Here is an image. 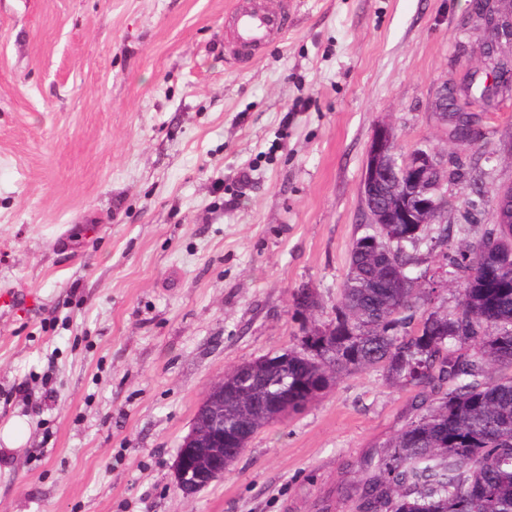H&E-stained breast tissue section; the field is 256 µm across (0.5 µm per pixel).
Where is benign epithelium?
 Listing matches in <instances>:
<instances>
[{"instance_id": "obj_1", "label": "benign epithelium", "mask_w": 512, "mask_h": 512, "mask_svg": "<svg viewBox=\"0 0 512 512\" xmlns=\"http://www.w3.org/2000/svg\"><path fill=\"white\" fill-rule=\"evenodd\" d=\"M502 0H475L477 18L505 25L506 38L512 42V11L498 13ZM439 170L436 152L415 150L404 157L396 153L392 125L379 123L366 151L361 194H384L403 190L394 199L395 208L387 215L370 214L372 224H439ZM222 374L209 386L200 403L188 434L183 438L173 463L176 486L183 494L193 495L215 481L224 478L234 460L225 449L238 445V437L224 433V385Z\"/></svg>"}]
</instances>
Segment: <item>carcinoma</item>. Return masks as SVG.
<instances>
[{
  "mask_svg": "<svg viewBox=\"0 0 512 512\" xmlns=\"http://www.w3.org/2000/svg\"><path fill=\"white\" fill-rule=\"evenodd\" d=\"M505 52L486 66L492 82L469 84L459 103L499 94ZM405 224H367L353 242L349 268L327 325L310 320L314 293L300 290L297 344L288 362L240 365L224 390V425L246 429L244 444L274 423L267 406L288 395V413L304 411L339 378L380 367L422 387L447 392L392 440L376 472L358 487L363 512H512V223L489 217L480 238L455 241L437 228L434 244L461 274L455 312L425 308L422 276L413 275L421 234ZM431 326L413 328L415 320Z\"/></svg>",
  "mask_w": 512,
  "mask_h": 512,
  "instance_id": "cac0c4a2",
  "label": "carcinoma"
}]
</instances>
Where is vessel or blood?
<instances>
[{
  "label": "vessel or blood",
  "mask_w": 512,
  "mask_h": 512,
  "mask_svg": "<svg viewBox=\"0 0 512 512\" xmlns=\"http://www.w3.org/2000/svg\"><path fill=\"white\" fill-rule=\"evenodd\" d=\"M224 25L230 30L224 44L225 63L247 64L287 35L291 25L288 0H233Z\"/></svg>",
  "instance_id": "b4317fda"
}]
</instances>
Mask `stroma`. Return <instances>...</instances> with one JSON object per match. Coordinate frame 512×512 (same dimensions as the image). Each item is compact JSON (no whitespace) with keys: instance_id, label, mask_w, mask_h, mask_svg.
Returning <instances> with one entry per match:
<instances>
[{"instance_id":"obj_1","label":"stroma","mask_w":512,"mask_h":512,"mask_svg":"<svg viewBox=\"0 0 512 512\" xmlns=\"http://www.w3.org/2000/svg\"><path fill=\"white\" fill-rule=\"evenodd\" d=\"M228 0H0V512H359L366 460L430 392L370 369L259 431L193 496L172 465L212 380L296 342L292 294L335 317L368 215L366 149H438L443 221L512 184V92L460 150L432 103L482 79L472 0H291L283 42L224 62ZM248 170V186L237 174ZM460 295L438 247L414 252Z\"/></svg>"}]
</instances>
